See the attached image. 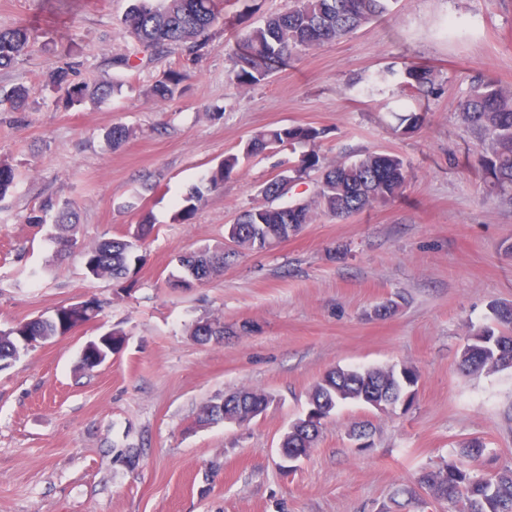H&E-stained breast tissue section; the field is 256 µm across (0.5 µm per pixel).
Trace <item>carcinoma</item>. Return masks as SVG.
Instances as JSON below:
<instances>
[{
  "mask_svg": "<svg viewBox=\"0 0 512 512\" xmlns=\"http://www.w3.org/2000/svg\"><path fill=\"white\" fill-rule=\"evenodd\" d=\"M185 0H134L123 24L137 43L138 52L120 53L112 57L109 65L126 72L137 70L143 58L161 57L174 47L182 48L187 60L200 56L201 38L218 20L217 0H194V9L188 13ZM397 0H292L287 11L268 17L261 25L248 29L239 47L230 50L233 61L232 79L241 87L263 83L285 59L334 42L359 29L362 25L387 16ZM34 40L32 28L20 22L11 28L0 29V70L18 62ZM74 65L65 62L50 76V86L65 91V108L73 109L87 100L103 101L114 91L112 83L94 86L72 80ZM183 73L170 69L150 88L158 100H171L179 92ZM395 81L406 96H429L436 92L431 70L409 66L398 73L380 71L373 84ZM28 91L23 86L0 88V108L5 112L23 109ZM461 123L481 142L479 166L486 174L487 193L490 198L512 205V88L494 82L474 86L459 106ZM425 114L406 112L397 116L395 131L402 136L418 131ZM324 131L312 126L293 125L270 128L258 132L243 146V154L251 155L284 145L313 144ZM238 164V156L230 155L212 169L206 182L193 187L175 211L173 220L187 223L197 211L204 191L216 189ZM292 176L277 175L262 190L264 202L241 212L237 219L238 245L241 251H260L273 241L287 237L288 208L273 210V188L286 180L295 184L312 171L319 172L316 179L315 205L336 219L348 218L375 204L399 197L407 183L404 161L393 153L367 152L360 157L322 167L316 152L304 153L298 164L289 168ZM17 181L15 169L0 163V201L14 189ZM56 210L53 220L54 257L62 259L73 253L77 240L71 234L76 224V213L65 203L54 208L53 202L43 205L41 212ZM140 233L128 232L120 238H109L84 251L87 274L99 279H127L143 260L146 236L153 229L150 215L145 214L137 224ZM229 253L224 246L204 245L179 256L183 275L176 282L183 288L199 280L207 283L224 271ZM103 304L93 298L84 301L80 309L70 314H52L40 322H24L7 331H0V363H9L24 348V341L46 342L65 335L73 325L95 319ZM496 326L474 331L467 339L460 355V366L473 373L494 374L512 369V305L494 307ZM124 343L123 334L113 331L105 344H97L84 351L80 367L92 371L99 367V352L110 347L117 352ZM418 381V373L411 367H373L366 369L336 368L328 371L312 387L309 395L310 418L297 419L281 438L280 447L289 457H307L319 432L321 420L336 407L347 401L360 402L375 408H387L408 395ZM270 396L264 392L243 389L213 399L204 405L197 417L201 425L218 422L246 424L267 408ZM485 453L480 442H469L456 451V459L434 470L423 473L418 487L396 489L391 501L398 507L416 502L422 506L426 500L417 489L426 491L437 503L460 501L465 512H512V470L490 477H477L473 466Z\"/></svg>",
  "mask_w": 512,
  "mask_h": 512,
  "instance_id": "obj_1",
  "label": "carcinoma"
}]
</instances>
